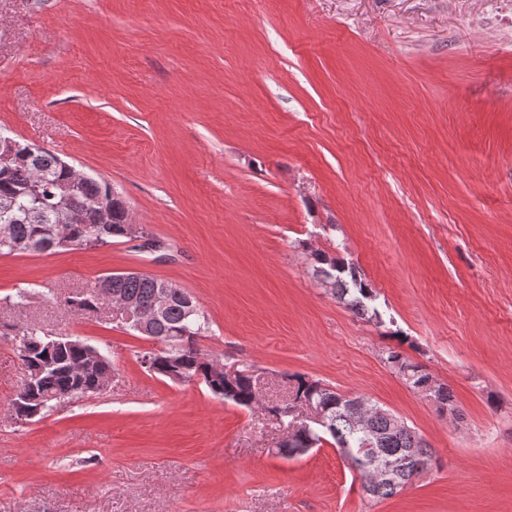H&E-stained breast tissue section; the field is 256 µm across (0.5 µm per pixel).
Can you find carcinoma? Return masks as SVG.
Wrapping results in <instances>:
<instances>
[{
    "label": "carcinoma",
    "instance_id": "1",
    "mask_svg": "<svg viewBox=\"0 0 512 512\" xmlns=\"http://www.w3.org/2000/svg\"><path fill=\"white\" fill-rule=\"evenodd\" d=\"M100 198L105 202L102 211L85 208V202ZM132 221L124 201L112 197V188L89 178L73 186L72 174L61 160L49 151L35 147L31 156L12 159L0 157V255L58 252L52 245L57 227H62L74 248H93L112 244L125 237ZM313 273L321 284L331 287L332 294L352 312L365 315L368 302L375 295L358 275L356 268L325 254H314ZM108 285L110 293L144 306L154 298L165 296L166 308L153 322L151 336L161 348L141 353L139 359H153L146 370L167 377L168 360H180L178 375L181 382L202 380L210 393L224 401L251 408L257 403L254 372L238 370L234 382L227 383L209 372L210 356L200 348L198 339L206 330L207 320L200 309L188 315L186 296L182 289L147 274L111 273L102 277L98 288ZM102 292L94 295L76 294L68 305L79 311L91 310L99 304ZM14 353L31 383H21L11 398V406L31 400L42 406L41 413L53 409L51 398L57 395L69 399L81 398L95 392L112 370L109 357L88 364L82 350L48 338L41 331L27 327L10 335ZM386 360L416 391L431 379L424 366L409 360L396 350L387 352ZM291 395L288 404L270 408L279 417L288 418V432L293 442L278 449L284 457L303 455L322 445L330 436L349 468L364 481L376 475L380 462L388 461L403 482L415 479L426 468L411 449L420 447L423 439L408 426H396L394 415L373 403L369 398H348L319 381L302 375H291ZM300 408L312 409L324 416L327 427L317 428L313 420H297Z\"/></svg>",
    "mask_w": 512,
    "mask_h": 512
}]
</instances>
